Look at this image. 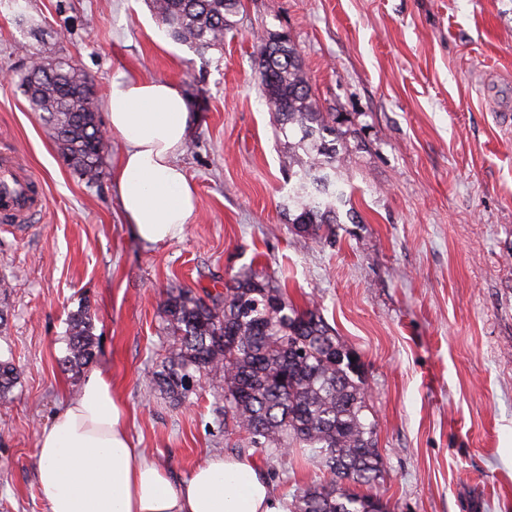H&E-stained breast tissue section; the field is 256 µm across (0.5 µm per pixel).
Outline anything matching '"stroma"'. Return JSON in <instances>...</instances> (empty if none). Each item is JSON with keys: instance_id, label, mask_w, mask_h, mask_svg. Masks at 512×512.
<instances>
[{"instance_id": "obj_1", "label": "stroma", "mask_w": 512, "mask_h": 512, "mask_svg": "<svg viewBox=\"0 0 512 512\" xmlns=\"http://www.w3.org/2000/svg\"><path fill=\"white\" fill-rule=\"evenodd\" d=\"M295 45L323 112L340 119L336 173L356 219L319 242L288 224L292 151L258 80L259 38ZM64 60L93 79H171L190 101L180 162L197 187L184 237L146 247L112 184L110 135L92 184L63 161L20 77ZM0 152L15 153L47 205L27 230L0 224V359L20 377L0 403V512H47L36 432L99 371L139 447L185 477L240 451L222 423L223 374L185 401L151 381L173 346L167 289L223 290L266 271L318 309L359 357L392 512H512V0H240L222 45L173 40L149 0H0ZM99 340L63 370L70 315ZM274 494L321 477L295 450L245 451Z\"/></svg>"}]
</instances>
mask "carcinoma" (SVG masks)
Wrapping results in <instances>:
<instances>
[{
	"label": "carcinoma",
	"instance_id": "carcinoma-1",
	"mask_svg": "<svg viewBox=\"0 0 512 512\" xmlns=\"http://www.w3.org/2000/svg\"><path fill=\"white\" fill-rule=\"evenodd\" d=\"M240 0H150L170 35L198 53L221 45L232 28ZM258 64L263 95L282 134H299L288 144L299 167L294 230L328 241L339 223L327 170H336L346 149L336 117L318 108L298 52L270 34L262 40ZM30 109L42 113L64 162L89 183L102 169L107 141L99 134L94 83L65 63L37 85L22 80ZM159 312L175 346L154 383L173 401L194 390V378L222 366L224 430L244 434L243 446L277 452L301 448L326 477L294 495L289 512H390L375 492L385 472L375 422L368 419L365 378L335 330L315 309L300 310L268 274L233 275L224 291L201 297L189 288H170ZM236 337L229 347L224 337ZM97 342L87 309L68 319L69 371L88 365ZM19 379L18 369L0 360V400Z\"/></svg>",
	"mask_w": 512,
	"mask_h": 512
}]
</instances>
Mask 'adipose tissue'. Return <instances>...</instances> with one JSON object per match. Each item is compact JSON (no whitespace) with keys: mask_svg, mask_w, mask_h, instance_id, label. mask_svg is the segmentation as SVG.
I'll use <instances>...</instances> for the list:
<instances>
[{"mask_svg":"<svg viewBox=\"0 0 512 512\" xmlns=\"http://www.w3.org/2000/svg\"><path fill=\"white\" fill-rule=\"evenodd\" d=\"M109 129L124 149L112 171L123 216L154 246L183 238L196 188L178 162L189 137V100L174 82L116 72ZM47 512H284L265 470L246 456L211 455L184 479L138 448L110 380L95 371L45 425L36 448Z\"/></svg>","mask_w":512,"mask_h":512,"instance_id":"adipose-tissue-1","label":"adipose tissue"}]
</instances>
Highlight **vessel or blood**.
<instances>
[{"mask_svg": "<svg viewBox=\"0 0 512 512\" xmlns=\"http://www.w3.org/2000/svg\"><path fill=\"white\" fill-rule=\"evenodd\" d=\"M46 197L31 170L15 156H0V223L25 225L46 207Z\"/></svg>", "mask_w": 512, "mask_h": 512, "instance_id": "1", "label": "vessel or blood"}]
</instances>
